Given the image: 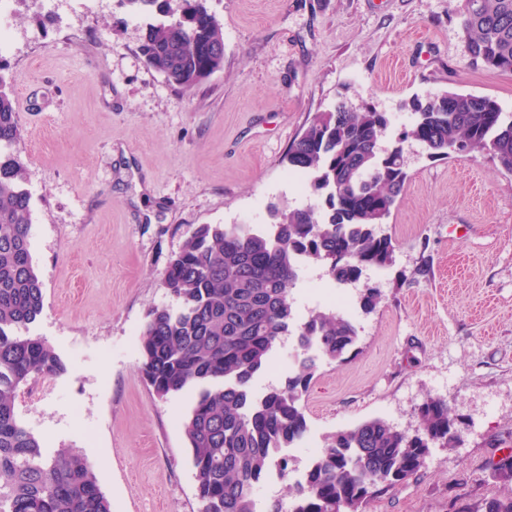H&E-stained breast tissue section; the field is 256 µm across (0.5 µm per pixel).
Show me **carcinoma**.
Here are the masks:
<instances>
[{"label":"carcinoma","mask_w":512,"mask_h":512,"mask_svg":"<svg viewBox=\"0 0 512 512\" xmlns=\"http://www.w3.org/2000/svg\"><path fill=\"white\" fill-rule=\"evenodd\" d=\"M149 16L140 51L145 65L176 88L190 90L224 67V34L203 0H123ZM460 35L472 62L512 71V0H460ZM451 105H442V98ZM413 102L410 130L379 145L388 121L380 112L341 101L316 113L293 138L282 162L324 196L325 208L271 209L265 230L198 224L169 261L163 285L176 306L154 308L141 334L142 371L157 396L197 390L181 423L196 471L200 512H255L254 489L268 470L290 474L283 448L308 432L302 399L318 362L341 363L357 340L337 310L298 323L288 290L304 262L320 264L339 283L392 263L395 246L379 232L381 215L347 208L372 195L385 214L408 174L402 143L418 142L432 158L487 151L512 173V113L488 96L447 92ZM13 92L0 73V512H112L92 464L75 451L48 455L21 422V389L65 371L60 357L30 334L44 308L31 253V197ZM347 256L332 262L336 254ZM295 336L296 369L283 389L256 395L252 383L285 336ZM460 437L448 401L427 397L411 434L381 418L326 438L288 512H367L378 494L417 474L431 448L452 449ZM512 483V455L493 464ZM476 512H512V494Z\"/></svg>","instance_id":"carcinoma-1"}]
</instances>
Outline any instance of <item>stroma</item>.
<instances>
[{"mask_svg": "<svg viewBox=\"0 0 512 512\" xmlns=\"http://www.w3.org/2000/svg\"><path fill=\"white\" fill-rule=\"evenodd\" d=\"M12 0L10 79L32 203V256L44 310L32 327L63 361L16 401L49 453L79 450L112 512H199L181 420L195 394L157 397L139 339L191 226L270 223V209L322 198L282 158L338 94L383 113L401 141L413 97L488 95L512 111V73L475 67L458 36L460 0H206L224 30V68L193 90L170 86L139 51L146 23L123 0L86 11ZM408 179L381 230L388 268L337 285L315 265L290 290L297 318L351 302L358 340L322 364L304 397L311 446L380 417L409 432L426 397L447 399L459 444L380 494L369 512H457L507 490L491 469L512 454V174L488 153L430 158L404 142ZM380 288L372 312L357 300ZM293 337L258 392L284 387Z\"/></svg>", "mask_w": 512, "mask_h": 512, "instance_id": "35a3bbf8", "label": "stroma"}]
</instances>
